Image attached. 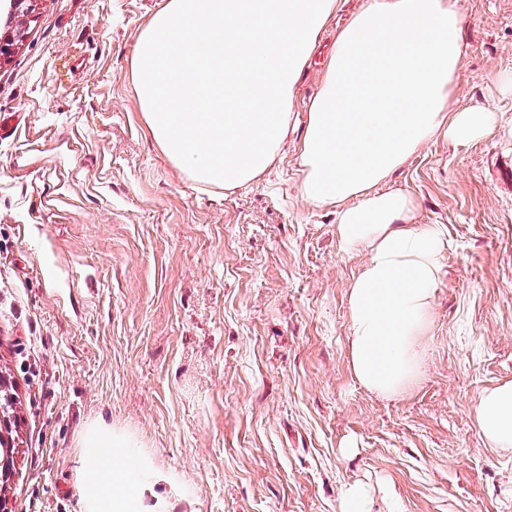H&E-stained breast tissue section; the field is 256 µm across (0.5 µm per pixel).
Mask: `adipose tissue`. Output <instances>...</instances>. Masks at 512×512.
Masks as SVG:
<instances>
[{
    "label": "adipose tissue",
    "mask_w": 512,
    "mask_h": 512,
    "mask_svg": "<svg viewBox=\"0 0 512 512\" xmlns=\"http://www.w3.org/2000/svg\"><path fill=\"white\" fill-rule=\"evenodd\" d=\"M339 4L165 0L137 38L131 72L152 136L200 184L254 182L302 130L304 199L339 204L342 249L367 256L348 292L352 373L392 396L424 367L419 339L432 320L442 240L435 225L407 223L411 197L377 186L440 128L466 144L488 132L492 115L447 111L463 56L456 0H365L338 27L297 125L298 75ZM478 423L489 445L512 448V382L482 395ZM134 445L105 424L85 428L76 467L84 512H146L149 472L126 467Z\"/></svg>",
    "instance_id": "adipose-tissue-1"
}]
</instances>
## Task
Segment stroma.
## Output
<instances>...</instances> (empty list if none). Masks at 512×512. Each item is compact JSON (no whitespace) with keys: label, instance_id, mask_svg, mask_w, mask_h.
Masks as SVG:
<instances>
[{"label":"stroma","instance_id":"35a3bbf8","mask_svg":"<svg viewBox=\"0 0 512 512\" xmlns=\"http://www.w3.org/2000/svg\"><path fill=\"white\" fill-rule=\"evenodd\" d=\"M342 0L300 74L320 89ZM164 0H36L0 61V368L22 402L12 512H82L86 426L133 438L164 512H512V449L490 447L483 393L512 381V0H457L463 58L440 129L380 190L439 226L443 274L425 364L402 393L349 364L336 205L301 194L299 135L247 186L201 187L163 154L130 64ZM368 492L360 484L348 485L342 492V512H368Z\"/></svg>","mask_w":512,"mask_h":512}]
</instances>
